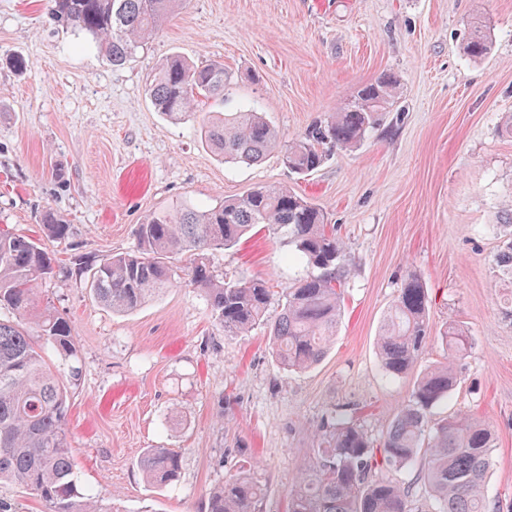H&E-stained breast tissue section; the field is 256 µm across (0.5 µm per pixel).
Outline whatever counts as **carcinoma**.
<instances>
[{"instance_id": "cac0c4a2", "label": "carcinoma", "mask_w": 512, "mask_h": 512, "mask_svg": "<svg viewBox=\"0 0 512 512\" xmlns=\"http://www.w3.org/2000/svg\"><path fill=\"white\" fill-rule=\"evenodd\" d=\"M53 20L94 42L114 66L125 64L182 8L185 0H48ZM464 52L484 57L489 43L482 24L464 41ZM231 76L224 64H194L180 55L163 61L150 76L147 94L154 109L172 119L198 111L203 98H223ZM396 80L384 75L358 89L353 100L315 123L288 144L254 110L215 115L203 121L204 141L226 163L255 164L281 150L298 175L325 164L333 149L360 144L387 111ZM285 229L283 260L303 273L280 290L261 278L220 281L205 251L236 246L256 225ZM48 238L64 241L70 225L48 215ZM192 253L190 281L208 296L224 335L249 333L265 323L273 301L281 306L270 328L271 351L287 372L306 371L326 355L341 317L352 260L335 226L318 205L291 190L260 186L241 198L207 208L185 206L153 213L138 226V249L90 268L94 299L114 313L133 311L173 287L182 269L172 262ZM512 279V236L494 258ZM52 272V259L35 241L0 231V481L17 484L39 498L48 512H120L100 497L82 496L65 429L68 389L81 366L68 321L39 306L38 281ZM430 297L422 280L401 283L377 337L383 372L400 378L416 366L430 337ZM445 361L419 373L409 398L385 432L372 437L353 417L332 410L323 423L321 447L288 492V512H411L416 487L434 501V512H488L484 492L493 444L491 431L467 414L431 420L432 410L456 388L457 361L471 347L468 332L450 320L441 334ZM146 479L177 481L181 460L168 448H147L139 458ZM265 488L239 470L213 488L207 512H264Z\"/></svg>"}]
</instances>
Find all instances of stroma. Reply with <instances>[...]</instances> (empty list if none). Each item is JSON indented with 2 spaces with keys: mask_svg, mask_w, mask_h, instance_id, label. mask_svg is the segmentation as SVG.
<instances>
[{
  "mask_svg": "<svg viewBox=\"0 0 512 512\" xmlns=\"http://www.w3.org/2000/svg\"><path fill=\"white\" fill-rule=\"evenodd\" d=\"M477 18L492 46L475 60L462 44ZM173 54L222 62L228 101H202L189 120L156 112L146 82ZM15 56L24 69L10 65ZM383 74L398 82L393 106L309 175L275 153L224 162L201 137L202 114L253 109L291 140ZM511 117L512 0H186L120 67L55 24L48 0H0V227L54 260L39 288L69 322L82 365L66 421L79 493L118 495L125 512H206L210 491L245 466L267 488L266 512H286L328 411L348 410L376 437L407 401L415 376L387 378L376 338L412 273L432 299L419 368L443 361L448 319L473 339L459 385L432 415L466 412L490 426L488 497L512 512V283L494 265L512 201ZM259 185L321 207L354 262L336 341L308 371H284L270 353L278 305L266 325L228 336L185 278L115 314L70 262L136 251L147 215ZM49 213L69 224L65 242L45 236ZM286 250L283 231L260 226L205 256L220 278L279 289L302 273L283 262ZM147 448L180 453L177 482L147 484L137 468Z\"/></svg>",
  "mask_w": 512,
  "mask_h": 512,
  "instance_id": "obj_1",
  "label": "stroma"
}]
</instances>
